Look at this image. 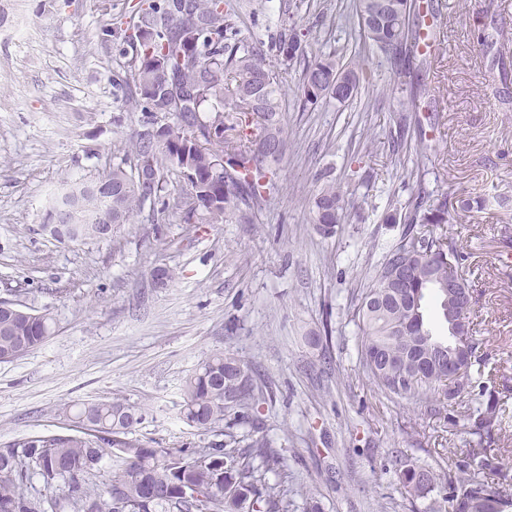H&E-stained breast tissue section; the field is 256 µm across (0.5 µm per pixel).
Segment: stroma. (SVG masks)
<instances>
[{"label":"stroma","instance_id":"1","mask_svg":"<svg viewBox=\"0 0 512 512\" xmlns=\"http://www.w3.org/2000/svg\"><path fill=\"white\" fill-rule=\"evenodd\" d=\"M237 36L268 38L282 18L303 25L314 54L364 59L357 97L302 107L283 90L286 152L279 187L255 223L154 224L139 215L113 240L61 244L40 225L63 180L102 173L137 126L119 86L131 48L120 36L140 0H0V299L50 309L53 334L0 363V442L66 431L65 406L123 397L145 404L138 435L159 447L208 438L179 415L186 378L213 353L258 370L266 434L281 448L294 489L323 512H423L385 465L392 450L442 466L467 447L444 416L392 399L360 362L349 315L403 222L388 221L418 186L445 194L447 235L472 283L480 355L512 398V0H424L436 41L420 86L397 87L387 61L354 35V0H232ZM118 35L103 43L102 31ZM417 92L420 109L401 114ZM431 141L430 161L394 163L400 124ZM349 200L335 236L316 233L311 205L323 179ZM175 277L151 284L155 264ZM331 322V337L312 333Z\"/></svg>","mask_w":512,"mask_h":512}]
</instances>
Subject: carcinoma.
I'll use <instances>...</instances> for the list:
<instances>
[{
  "instance_id": "obj_1",
  "label": "carcinoma",
  "mask_w": 512,
  "mask_h": 512,
  "mask_svg": "<svg viewBox=\"0 0 512 512\" xmlns=\"http://www.w3.org/2000/svg\"><path fill=\"white\" fill-rule=\"evenodd\" d=\"M224 0H148L140 8L122 80L125 105L141 113L129 138L114 148L101 176L66 180L48 205L44 223L61 243L112 239L109 228L131 224L150 208L155 224H252L276 191L272 165L285 153L281 88L293 64L307 56L302 25L290 17L268 38L228 47L236 33ZM407 0H357L359 38L383 55L408 59L419 53L421 23ZM358 63L322 55L299 78L303 106L346 102L367 79ZM352 79L336 96V77ZM98 182L112 192L95 189ZM185 184L186 196L174 195ZM349 201L332 182L313 200V229L325 236L345 223ZM399 240L382 256L351 320L363 335L361 358L378 389L407 398L427 413L458 406L448 416L472 436L455 448L447 467L414 463L396 450L390 463L396 483L425 512H512V462L492 445L500 440L508 401L496 387V368L477 354L471 306L448 299V267L460 255L445 235L420 234L416 224L448 223L445 197L418 195ZM432 294L445 335L433 333L422 303ZM0 359L12 362L51 334L49 311L24 304L1 307ZM470 357L448 378L456 349ZM252 368L217 352L185 381L180 408L190 426L217 436L205 448H156L135 436L146 417L143 404L126 398L82 402L64 408L74 433L28 436L0 444V512H288L293 489L285 461L254 425ZM253 425L238 447L235 428ZM110 455V471L102 460ZM278 479L271 482L266 474ZM64 487L62 495L33 491Z\"/></svg>"
}]
</instances>
